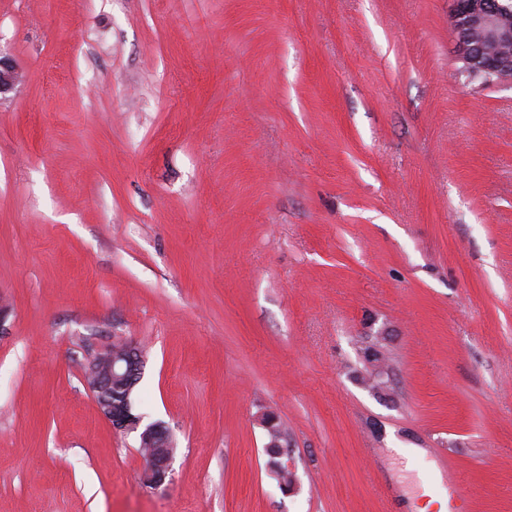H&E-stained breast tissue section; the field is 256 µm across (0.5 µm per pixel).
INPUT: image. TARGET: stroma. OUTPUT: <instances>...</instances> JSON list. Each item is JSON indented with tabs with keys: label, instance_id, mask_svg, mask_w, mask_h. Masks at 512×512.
Here are the masks:
<instances>
[{
	"label": "stroma",
	"instance_id": "1",
	"mask_svg": "<svg viewBox=\"0 0 512 512\" xmlns=\"http://www.w3.org/2000/svg\"><path fill=\"white\" fill-rule=\"evenodd\" d=\"M450 8L0 0V512H411L430 464L512 512V84ZM117 336L157 489L84 382ZM141 448L145 442L151 447L145 453L146 468L143 472L144 481L156 488L162 486L169 474L170 461L173 454L172 437L166 427L152 424L140 433ZM274 446V447H273ZM266 448L270 452L269 448H275L274 457L279 459L278 465L280 467H285L289 471L292 469V461L290 459V456L288 454V449L284 447V445L280 442H275L273 444L267 445ZM271 453V452H270ZM267 455L269 456V465L271 467V471L276 475L277 479L280 481V483L286 487L292 483V479L290 476V473L288 471H280L276 467V462L278 459L273 458L269 453L267 452Z\"/></svg>",
	"mask_w": 512,
	"mask_h": 512
}]
</instances>
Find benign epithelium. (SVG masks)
<instances>
[{"label": "benign epithelium", "instance_id": "benign-epithelium-1", "mask_svg": "<svg viewBox=\"0 0 512 512\" xmlns=\"http://www.w3.org/2000/svg\"><path fill=\"white\" fill-rule=\"evenodd\" d=\"M450 23L462 71L484 76L489 82L512 84V0H451ZM19 81L10 58L0 55V96ZM145 359L128 341L93 357L85 366V379L99 408L119 432H133L141 416L133 413L129 396L140 381ZM149 445L145 453L144 481L156 488L169 474L172 437L166 427L152 424L140 433Z\"/></svg>", "mask_w": 512, "mask_h": 512}]
</instances>
